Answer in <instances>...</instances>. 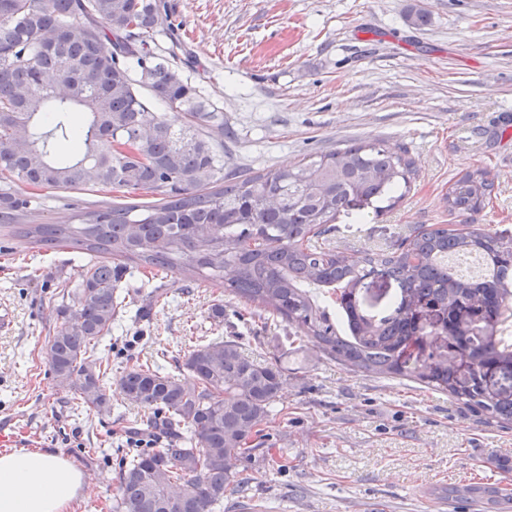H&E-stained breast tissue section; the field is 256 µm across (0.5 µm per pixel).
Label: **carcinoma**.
<instances>
[{
    "instance_id": "1",
    "label": "carcinoma",
    "mask_w": 512,
    "mask_h": 512,
    "mask_svg": "<svg viewBox=\"0 0 512 512\" xmlns=\"http://www.w3.org/2000/svg\"><path fill=\"white\" fill-rule=\"evenodd\" d=\"M167 12L166 0H0V237L98 256L79 287L62 289L61 323L47 345L58 383L78 377V405L112 412L110 363L98 346L112 335L118 283L131 261L224 285L296 327L298 347L310 343L356 374L413 379L483 423L512 424V237L415 229L363 257L334 246L340 213L369 204L381 213L409 192L416 171L405 146L360 141L294 166L225 176L211 141L213 130L224 132V113L150 51ZM155 103L182 124L152 111ZM23 186H112L158 198L105 203L76 214V224H24ZM493 190L490 170L477 167L444 201L472 224ZM371 276L398 287L377 314L358 297ZM423 307L447 312L444 326H419L415 310ZM463 310L482 313V323L459 319ZM426 336L451 344L427 358L407 353ZM491 368L511 380L508 389L486 380ZM284 376L278 361H257L235 338L198 345L174 373L134 361L119 387L149 411L143 424L166 444L124 454L112 512H217L224 493L244 494L242 462L260 447L257 427L278 403ZM466 493L490 512H512L504 488Z\"/></svg>"
}]
</instances>
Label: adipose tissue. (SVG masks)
Segmentation results:
<instances>
[{"label":"adipose tissue","instance_id":"1","mask_svg":"<svg viewBox=\"0 0 512 512\" xmlns=\"http://www.w3.org/2000/svg\"><path fill=\"white\" fill-rule=\"evenodd\" d=\"M83 488L82 472L61 454L0 453V512H71Z\"/></svg>","mask_w":512,"mask_h":512}]
</instances>
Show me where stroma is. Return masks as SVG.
Segmentation results:
<instances>
[{
  "mask_svg": "<svg viewBox=\"0 0 512 512\" xmlns=\"http://www.w3.org/2000/svg\"><path fill=\"white\" fill-rule=\"evenodd\" d=\"M174 35L151 49L181 65L224 114L225 173L283 168L354 141L407 146L418 176L392 210L342 214L336 239L354 253L395 244L419 224H453L448 186L467 169L495 176L491 204L475 225L512 235V0H168ZM422 11L427 21L412 24ZM121 191L43 190L27 218L70 224L81 209L140 204ZM83 258L69 249L0 254V433L14 448L61 453L84 474L76 512H108L118 462L144 414L110 395L113 414H74V392L57 386L44 360L58 323L60 285L79 283ZM141 274L120 287L125 307L106 352L112 378L129 357L174 370L192 339L238 337L257 359H278L285 382L279 413L262 429L283 450L274 466L243 464L245 495L224 512H472L441 488L496 484L512 490V427L483 424L447 394L415 381L357 376L307 346L293 350L287 323L249 315L222 285L155 280L167 297L141 317ZM223 305V316L212 313Z\"/></svg>",
  "mask_w": 512,
  "mask_h": 512,
  "instance_id": "1",
  "label": "stroma"
}]
</instances>
